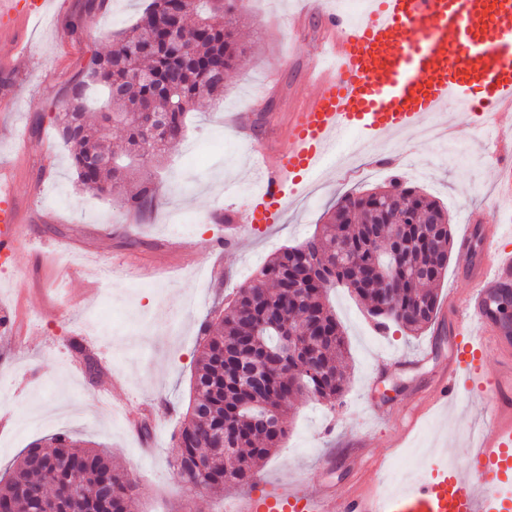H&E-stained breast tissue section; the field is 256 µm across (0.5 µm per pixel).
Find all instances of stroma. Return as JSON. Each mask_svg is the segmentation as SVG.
I'll return each instance as SVG.
<instances>
[{
    "label": "stroma",
    "instance_id": "35a3bbf8",
    "mask_svg": "<svg viewBox=\"0 0 512 512\" xmlns=\"http://www.w3.org/2000/svg\"><path fill=\"white\" fill-rule=\"evenodd\" d=\"M148 2L110 0L91 12L87 0H56L30 32L34 53L0 40V59L18 85L13 110H0V163L21 169L17 193L28 225L16 266L0 267V316L25 320L22 341L0 334V472L32 442L66 433L106 449L113 466L134 473L137 512H215L216 503L299 473L343 489L423 470L414 448L443 443L464 452V425L482 418L478 396L465 398V421L440 413L415 418L452 352L447 326L437 321L415 336L378 329L350 291L336 288L328 300L348 341L342 399L295 400L286 438L256 466L255 487L187 493L170 460L208 312L251 282L273 253L312 235L349 190L397 176L447 208L453 234L465 222L484 223L493 208V161L465 125L444 146L412 133L388 138L383 156L351 154L358 136L349 133L291 197L280 223L253 225L214 254L225 231L211 214L244 220L261 179L251 145L224 118L264 98L256 136L271 147L287 144L298 101L313 92L306 72L329 2L313 0V11L300 17L296 0H247L248 57L227 75L223 99L189 114L182 144L137 166V174H157L159 193L154 213L137 221L122 205L125 186L108 198L78 188L53 117L92 53L107 50L106 33L134 24ZM429 344L432 358L398 366ZM408 426L406 446L389 449L391 435Z\"/></svg>",
    "mask_w": 512,
    "mask_h": 512
}]
</instances>
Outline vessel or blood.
<instances>
[{"label": "vessel or blood", "mask_w": 512, "mask_h": 512, "mask_svg": "<svg viewBox=\"0 0 512 512\" xmlns=\"http://www.w3.org/2000/svg\"><path fill=\"white\" fill-rule=\"evenodd\" d=\"M48 6L0 0V38L27 44L29 27ZM323 24L321 55L311 63L318 89L299 107L287 148L258 150L263 175L247 221L278 223L296 186L345 133L375 141L416 131L444 112L449 122L494 134L497 207L486 223L467 225L458 242L460 272L471 287L448 303V374L421 409H450L462 391H474L484 429L464 467L433 457L394 494L370 482L339 491L298 477L235 499L232 512H512V322L493 307L512 292V0H370L360 23L335 6ZM18 178L17 164H0V260L11 266L26 232ZM491 355L499 368L489 374Z\"/></svg>", "instance_id": "b4317fda"}]
</instances>
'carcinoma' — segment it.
Listing matches in <instances>:
<instances>
[{
    "instance_id": "carcinoma-1",
    "label": "carcinoma",
    "mask_w": 512,
    "mask_h": 512,
    "mask_svg": "<svg viewBox=\"0 0 512 512\" xmlns=\"http://www.w3.org/2000/svg\"><path fill=\"white\" fill-rule=\"evenodd\" d=\"M243 0H151L141 18L113 34L115 46L94 54L82 79L73 82L75 108L54 116L56 131L72 152L78 186L112 195V183L130 174L134 158L163 155L182 142L186 117L207 100L224 95L220 74L237 69L247 53L240 39ZM195 18L192 41L179 44L171 28ZM144 77H137V73ZM94 87L107 96L112 122L125 132L124 149L112 150L103 132L107 116L88 107ZM145 104L164 122L143 131L130 116ZM158 203L149 174L140 176L124 199L140 214ZM319 231L264 262L252 283L239 287L215 318L202 323L191 398L172 466L182 481L206 488L246 485L255 463L268 458L286 435L294 397L310 394L332 403L344 391L340 363L347 341L328 293L350 289L366 302L376 325H395L417 334L439 310L434 285L448 269L453 239L448 211L437 201L395 178L368 192H347L325 213ZM398 224L385 245L382 226ZM305 346L296 357L283 354L288 330ZM269 412L274 426L259 428L253 412ZM224 448H246L230 457ZM208 458L207 472L193 469ZM0 482V500L14 512H40L51 498L54 512H132L139 483L112 467L107 451L66 434L52 449L33 444Z\"/></svg>"
}]
</instances>
